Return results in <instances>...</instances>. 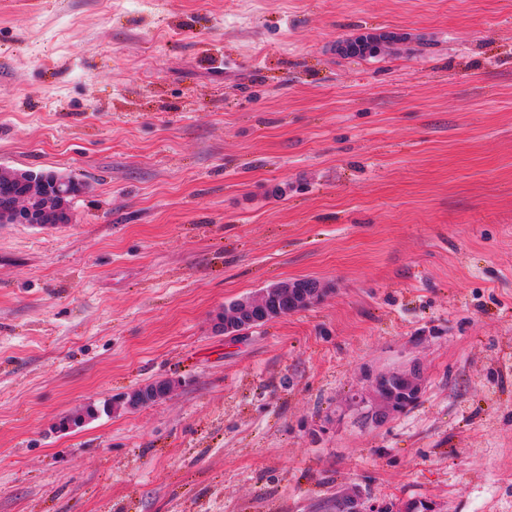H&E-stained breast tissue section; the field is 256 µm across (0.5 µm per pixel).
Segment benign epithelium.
<instances>
[{
    "mask_svg": "<svg viewBox=\"0 0 512 512\" xmlns=\"http://www.w3.org/2000/svg\"><path fill=\"white\" fill-rule=\"evenodd\" d=\"M29 197L15 193L14 182H21L17 176L7 183L0 195L1 224H61L67 221L71 200L79 195L84 186L76 180L55 171H46L34 177ZM277 288L288 289V304L282 306L277 299L266 298L262 291L243 303L242 314L251 320L268 323L307 309L318 302L323 288L315 279H299L275 284ZM214 334L239 338L244 331L236 328L235 320L217 312L211 322ZM180 385V381L162 377L136 386L112 397V413L137 411L169 397ZM420 392V369L412 366L404 371L381 372L372 381V403L368 412L369 422L380 425L396 415L407 404H412ZM336 512H389V508L370 502L358 495H343L336 499Z\"/></svg>",
    "mask_w": 512,
    "mask_h": 512,
    "instance_id": "benign-epithelium-1",
    "label": "benign epithelium"
}]
</instances>
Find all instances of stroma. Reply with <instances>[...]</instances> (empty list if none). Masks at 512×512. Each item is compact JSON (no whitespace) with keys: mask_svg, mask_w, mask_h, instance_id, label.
Returning a JSON list of instances; mask_svg holds the SVG:
<instances>
[{"mask_svg":"<svg viewBox=\"0 0 512 512\" xmlns=\"http://www.w3.org/2000/svg\"><path fill=\"white\" fill-rule=\"evenodd\" d=\"M0 167L84 186L0 224V512H512V0H0ZM273 288H288V304L281 307L276 296L263 298L266 295V288L256 296H250L247 302H243L242 314L251 320L268 323L311 307L323 294L320 282L310 278L279 282ZM372 403L368 412L370 423L387 422L406 405H411L420 392V369L381 372L372 381ZM179 385V380L162 377L136 386L112 397V413L137 411L154 404L160 397L168 398ZM336 512H389L386 505L370 502L358 495H343L336 499Z\"/></svg>","mask_w":512,"mask_h":512,"instance_id":"35a3bbf8","label":"stroma"}]
</instances>
